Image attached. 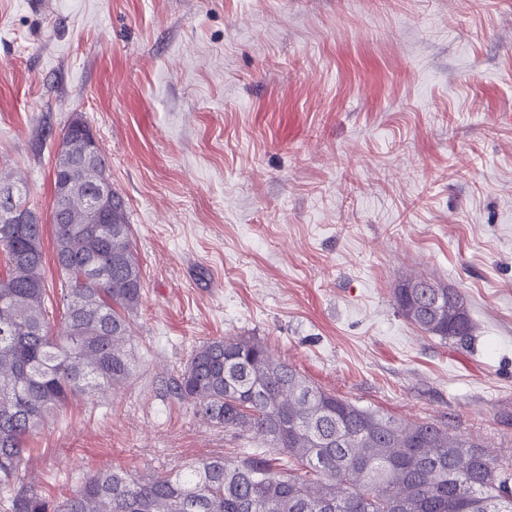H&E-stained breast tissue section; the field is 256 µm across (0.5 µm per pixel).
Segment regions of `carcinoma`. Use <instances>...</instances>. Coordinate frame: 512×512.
Segmentation results:
<instances>
[{"label":"carcinoma","mask_w":512,"mask_h":512,"mask_svg":"<svg viewBox=\"0 0 512 512\" xmlns=\"http://www.w3.org/2000/svg\"><path fill=\"white\" fill-rule=\"evenodd\" d=\"M62 140L81 152L70 123ZM98 179L73 187L53 215L63 312L51 322L43 225L0 222V492L8 512H512V462L442 425L360 407L272 358L256 337L194 346L174 379L196 415L259 448L137 479L90 473L58 506L24 483L30 440L74 397L125 384L142 271L122 196L95 203ZM398 311L465 346L474 324L461 294L426 278L393 289Z\"/></svg>","instance_id":"cac0c4a2"}]
</instances>
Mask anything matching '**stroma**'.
Returning a JSON list of instances; mask_svg holds the SVG:
<instances>
[{
	"label": "stroma",
	"mask_w": 512,
	"mask_h": 512,
	"mask_svg": "<svg viewBox=\"0 0 512 512\" xmlns=\"http://www.w3.org/2000/svg\"><path fill=\"white\" fill-rule=\"evenodd\" d=\"M41 2L0 0V172L50 225L82 117L143 280L132 379L31 443L47 497L241 447L172 391L216 337L512 458V0ZM421 276L461 293L468 346L400 314Z\"/></svg>",
	"instance_id": "1"
}]
</instances>
